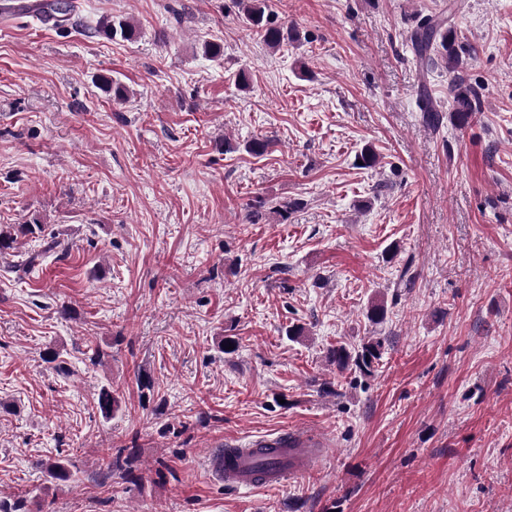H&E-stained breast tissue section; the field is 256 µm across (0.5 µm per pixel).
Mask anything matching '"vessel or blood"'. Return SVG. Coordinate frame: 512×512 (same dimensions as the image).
Returning <instances> with one entry per match:
<instances>
[{"label": "vessel or blood", "mask_w": 512, "mask_h": 512, "mask_svg": "<svg viewBox=\"0 0 512 512\" xmlns=\"http://www.w3.org/2000/svg\"><path fill=\"white\" fill-rule=\"evenodd\" d=\"M314 445L308 434L260 438L214 452L210 469L229 487L276 486L307 467Z\"/></svg>", "instance_id": "obj_1"}]
</instances>
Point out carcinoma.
Returning <instances> with one entry per match:
<instances>
[{"instance_id":"cac0c4a2","label":"carcinoma","mask_w":512,"mask_h":512,"mask_svg":"<svg viewBox=\"0 0 512 512\" xmlns=\"http://www.w3.org/2000/svg\"><path fill=\"white\" fill-rule=\"evenodd\" d=\"M73 0H53L44 12L46 18L56 24L68 19L75 10ZM243 13L249 25L257 29L263 42L272 48H279L292 35L283 26L275 24L266 14V5L260 0H248L243 4ZM98 32L106 37L124 41L131 40L136 35L135 25L124 18H105L100 22ZM412 48L420 62L435 66L444 64L452 78L448 82V95L450 97L453 119L460 127L470 124L476 113L482 111V86L471 84L457 76L463 68L467 57L475 53L473 46L459 41L456 29L443 20L428 16L422 19L410 37ZM419 106L425 121L433 126L440 123L441 112L436 109L432 98L426 92L420 94ZM44 225L40 220L33 219L27 224H17L9 229L0 228V256H9L18 249L19 238L40 234ZM66 246L56 237L44 242L40 251L34 252L22 264L24 271L34 267L39 258L50 252H65ZM384 352V343L381 339H371L361 346V349L351 352L344 346L332 347L328 350L330 362L341 369L349 367L358 370L363 375H370L379 364ZM94 405L98 413L105 419L119 410L121 399L119 394L109 386L102 387L95 398ZM38 466L45 470L47 475L56 482H67L72 477L73 463L68 459H49L38 462Z\"/></svg>"}]
</instances>
